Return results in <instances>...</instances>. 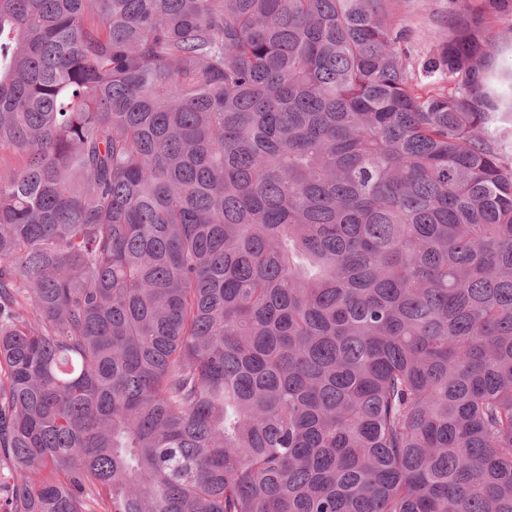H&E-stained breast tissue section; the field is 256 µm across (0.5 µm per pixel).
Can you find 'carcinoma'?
Here are the masks:
<instances>
[{
	"mask_svg": "<svg viewBox=\"0 0 512 512\" xmlns=\"http://www.w3.org/2000/svg\"><path fill=\"white\" fill-rule=\"evenodd\" d=\"M483 24L0 0V512H512ZM482 0H387L391 22L408 33L409 71L421 86L431 84L421 71L420 62L434 49L441 37L448 36V17L458 5L478 7Z\"/></svg>",
	"mask_w": 512,
	"mask_h": 512,
	"instance_id": "cac0c4a2",
	"label": "carcinoma"
}]
</instances>
